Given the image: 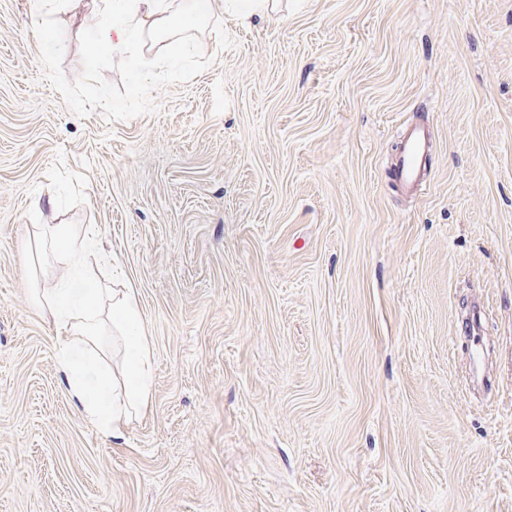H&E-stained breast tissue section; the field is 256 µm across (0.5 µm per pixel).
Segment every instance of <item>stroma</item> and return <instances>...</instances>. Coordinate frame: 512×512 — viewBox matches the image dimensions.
<instances>
[{
  "instance_id": "1",
  "label": "stroma",
  "mask_w": 512,
  "mask_h": 512,
  "mask_svg": "<svg viewBox=\"0 0 512 512\" xmlns=\"http://www.w3.org/2000/svg\"><path fill=\"white\" fill-rule=\"evenodd\" d=\"M32 9L0 0V512H512V0H215L137 93ZM36 224L94 227L145 320L120 438L34 309ZM224 3V8L242 23L266 16L277 8L276 0H225ZM402 145L395 164L398 182L405 190L421 189L425 185V161L431 149L428 131L422 125L412 126L406 131Z\"/></svg>"
}]
</instances>
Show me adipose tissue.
Segmentation results:
<instances>
[{
	"mask_svg": "<svg viewBox=\"0 0 512 512\" xmlns=\"http://www.w3.org/2000/svg\"><path fill=\"white\" fill-rule=\"evenodd\" d=\"M213 9L214 0H190L188 12L179 18L170 0H38L37 17L48 31L58 11L69 12L81 27L94 28L96 60L122 55L136 63V77L141 80L159 65L147 52L148 38L165 39L169 60H179L192 48L175 36V29L193 27L208 19ZM53 230L54 247L66 268L83 267L87 254L99 247L98 241L79 238L67 225H54ZM67 294L62 287L42 289L34 296V306L52 320L67 390L81 405L86 420L104 436L119 438L124 422L150 407L152 350L146 328L129 292L97 285L86 290L87 302L82 306L67 303ZM110 342L122 348L120 370L102 366L93 378H85L74 352L98 355Z\"/></svg>",
	"mask_w": 512,
	"mask_h": 512,
	"instance_id": "ef3b65f1",
	"label": "adipose tissue"
}]
</instances>
